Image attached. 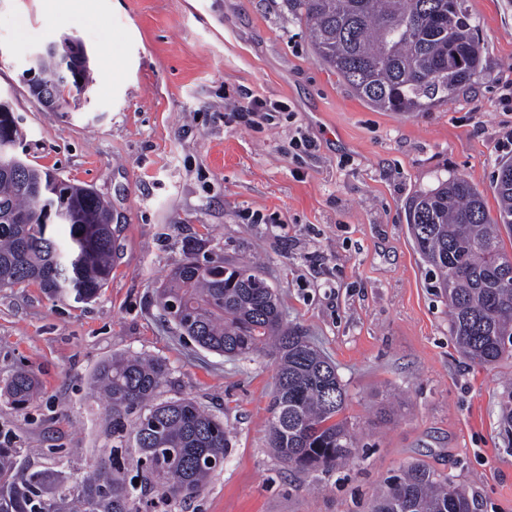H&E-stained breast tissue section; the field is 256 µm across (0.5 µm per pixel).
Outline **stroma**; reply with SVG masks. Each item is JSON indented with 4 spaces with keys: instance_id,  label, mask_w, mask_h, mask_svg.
Returning <instances> with one entry per match:
<instances>
[{
    "instance_id": "35a3bbf8",
    "label": "stroma",
    "mask_w": 512,
    "mask_h": 512,
    "mask_svg": "<svg viewBox=\"0 0 512 512\" xmlns=\"http://www.w3.org/2000/svg\"><path fill=\"white\" fill-rule=\"evenodd\" d=\"M479 73L428 112H381L316 58L286 0H0V99L21 116L27 161L94 187L112 207L116 256L90 302L37 285L0 288V389L34 374L36 399L0 392V433L79 480L112 446L91 389L112 356L169 367L164 398L189 397L224 423L229 451L200 494L171 512H368L389 476L422 463L452 476L475 512H512V442L499 426L512 358L486 369L459 352L448 303L414 249L412 196L465 176L496 211L494 175L512 157V0H465ZM95 83L48 112L23 73L64 38ZM111 49L116 67L102 65ZM261 112L228 115L247 101ZM257 265L287 325L334 363L358 457L288 470L269 447L277 364L200 348L165 321L157 291L189 252ZM400 397L390 420L381 401Z\"/></svg>"
}]
</instances>
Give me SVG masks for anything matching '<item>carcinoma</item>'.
Returning <instances> with one entry per match:
<instances>
[{
	"mask_svg": "<svg viewBox=\"0 0 512 512\" xmlns=\"http://www.w3.org/2000/svg\"><path fill=\"white\" fill-rule=\"evenodd\" d=\"M305 27L317 59L336 71L371 107L428 112L451 102L481 66L482 46L463 0H287ZM41 75L60 76L61 55L38 60ZM77 86L55 87L53 112H64ZM0 132L23 140L19 118L0 113ZM0 174V288L35 283L76 301L97 297L116 255L112 208L89 186L66 182L23 158ZM512 159L494 180L498 214L465 177L418 192L408 216L415 250L433 287L448 300L449 333L473 364L493 367L512 357V276L504 266L502 230L512 231ZM22 216L26 223L15 224ZM159 305L181 334L221 355L268 351L278 363L269 445L291 469L333 470L349 465L358 442L344 415L347 393L336 367L297 327L284 323L275 289L248 266L189 256L158 290ZM169 368L161 359L114 356L91 384L112 413V437L138 454L136 477L100 460L77 484L62 470L16 467L21 449L0 441V512H148L197 496L224 466V423L189 398L160 399ZM36 382L15 374L5 394L18 408L35 396ZM500 426L512 434V390L501 402ZM371 512H474L452 480L421 463L385 480Z\"/></svg>",
	"mask_w": 512,
	"mask_h": 512,
	"instance_id": "1",
	"label": "carcinoma"
}]
</instances>
